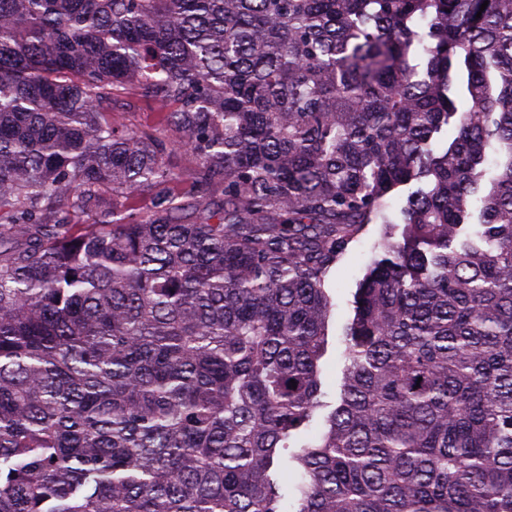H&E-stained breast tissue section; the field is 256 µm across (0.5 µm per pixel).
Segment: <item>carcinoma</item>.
<instances>
[{
	"label": "carcinoma",
	"mask_w": 512,
	"mask_h": 512,
	"mask_svg": "<svg viewBox=\"0 0 512 512\" xmlns=\"http://www.w3.org/2000/svg\"><path fill=\"white\" fill-rule=\"evenodd\" d=\"M129 82L221 207L115 219L178 177L103 118ZM3 218L0 512H287L378 221L295 512H512V0H0ZM368 224L359 238L353 242L342 260L331 270L326 287L332 297L331 315L328 324V344L320 361L321 391L326 407L319 409L311 421L309 429L303 431L291 447H299L312 441L324 429L325 417L338 405L340 385L345 367V345L343 327L354 316L355 294L367 266L381 251L379 244L386 232V224Z\"/></svg>",
	"instance_id": "cac0c4a2"
}]
</instances>
